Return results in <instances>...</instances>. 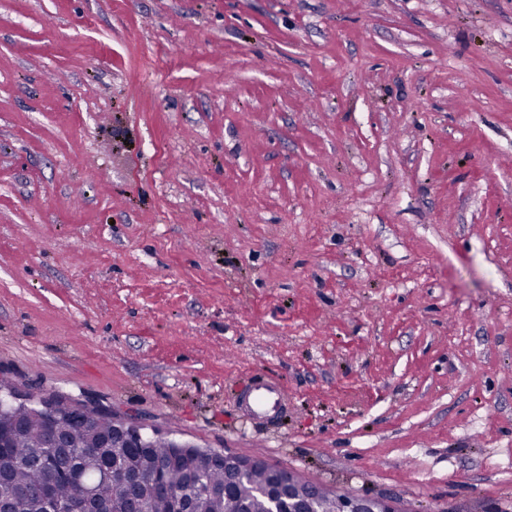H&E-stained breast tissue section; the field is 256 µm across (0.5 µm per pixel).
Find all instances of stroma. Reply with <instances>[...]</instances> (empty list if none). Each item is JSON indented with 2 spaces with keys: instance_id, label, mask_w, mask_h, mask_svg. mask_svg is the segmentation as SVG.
I'll return each instance as SVG.
<instances>
[{
  "instance_id": "35a3bbf8",
  "label": "stroma",
  "mask_w": 512,
  "mask_h": 512,
  "mask_svg": "<svg viewBox=\"0 0 512 512\" xmlns=\"http://www.w3.org/2000/svg\"><path fill=\"white\" fill-rule=\"evenodd\" d=\"M0 375L512 512V0H0ZM252 396V411L258 417H263L272 411L285 407L286 397L284 388L276 381L256 378L247 388Z\"/></svg>"
}]
</instances>
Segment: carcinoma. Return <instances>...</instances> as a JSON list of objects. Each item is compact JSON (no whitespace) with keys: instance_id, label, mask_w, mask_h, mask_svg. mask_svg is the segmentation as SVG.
<instances>
[{"instance_id":"cac0c4a2","label":"carcinoma","mask_w":512,"mask_h":512,"mask_svg":"<svg viewBox=\"0 0 512 512\" xmlns=\"http://www.w3.org/2000/svg\"><path fill=\"white\" fill-rule=\"evenodd\" d=\"M0 414L13 419L14 438L0 448V471L10 480L0 486V496L9 500L12 512H121L139 489L160 484L168 494L146 498V512H172L174 501L191 502L193 512H267L269 502L261 489L272 481L264 470L227 483L224 467L204 458H186L168 464L167 441L158 437L145 448L121 444L103 447L112 434V417L86 412L72 417L60 410L56 429L50 430L43 416L27 406H12L0 399ZM42 452L51 458V468H34L28 460ZM113 464L135 473L136 481L104 479L99 467Z\"/></svg>"}]
</instances>
